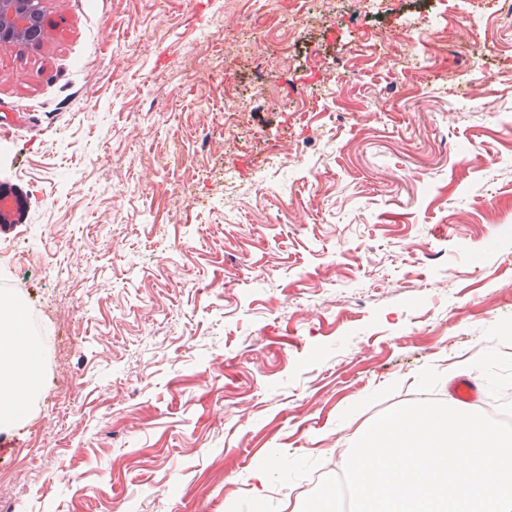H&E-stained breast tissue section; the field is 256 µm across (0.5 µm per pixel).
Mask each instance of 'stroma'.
<instances>
[{
    "instance_id": "obj_1",
    "label": "stroma",
    "mask_w": 512,
    "mask_h": 512,
    "mask_svg": "<svg viewBox=\"0 0 512 512\" xmlns=\"http://www.w3.org/2000/svg\"><path fill=\"white\" fill-rule=\"evenodd\" d=\"M42 6L49 38L0 54V292L39 368L0 512H257L263 465L266 512H300L338 441L416 401L403 377L445 403L455 364L512 354V29L458 0H275L292 39L239 54L249 0ZM442 13L454 82L368 52ZM261 61L270 101L225 117Z\"/></svg>"
}]
</instances>
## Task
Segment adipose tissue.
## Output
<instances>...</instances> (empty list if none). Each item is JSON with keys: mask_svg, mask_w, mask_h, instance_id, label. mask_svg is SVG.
<instances>
[{"mask_svg": "<svg viewBox=\"0 0 512 512\" xmlns=\"http://www.w3.org/2000/svg\"><path fill=\"white\" fill-rule=\"evenodd\" d=\"M23 317L20 304L0 297V424L19 414V395L34 384L33 378L19 371L20 366L30 364L32 358L31 339L15 337Z\"/></svg>", "mask_w": 512, "mask_h": 512, "instance_id": "ef3b65f1", "label": "adipose tissue"}]
</instances>
